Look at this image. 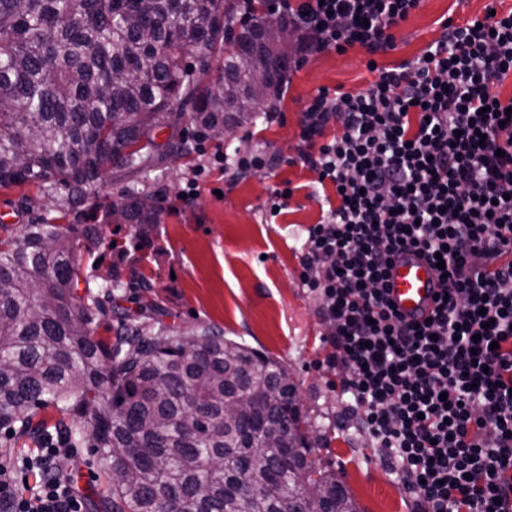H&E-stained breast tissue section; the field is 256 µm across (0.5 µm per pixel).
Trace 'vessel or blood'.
<instances>
[{"mask_svg": "<svg viewBox=\"0 0 512 512\" xmlns=\"http://www.w3.org/2000/svg\"><path fill=\"white\" fill-rule=\"evenodd\" d=\"M390 297L412 321H423L434 310L437 277L430 263L413 253L399 256L389 272Z\"/></svg>", "mask_w": 512, "mask_h": 512, "instance_id": "b4317fda", "label": "vessel or blood"}]
</instances>
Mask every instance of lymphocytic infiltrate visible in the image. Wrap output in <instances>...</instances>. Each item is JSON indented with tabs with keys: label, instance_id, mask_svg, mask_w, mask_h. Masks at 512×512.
<instances>
[{
	"label": "lymphocytic infiltrate",
	"instance_id": "obj_1",
	"mask_svg": "<svg viewBox=\"0 0 512 512\" xmlns=\"http://www.w3.org/2000/svg\"><path fill=\"white\" fill-rule=\"evenodd\" d=\"M421 0H278L301 58L357 46L366 88H319L300 118L301 163L337 202L306 229L300 280L320 300L343 393L362 431L423 512H512V10L457 24L414 60L380 66ZM283 163L268 148L216 152L225 185ZM413 250L442 256L429 321H406L389 268ZM70 453L45 435L19 466L0 463V512H86L56 468ZM39 475L27 485L30 472Z\"/></svg>",
	"mask_w": 512,
	"mask_h": 512
}]
</instances>
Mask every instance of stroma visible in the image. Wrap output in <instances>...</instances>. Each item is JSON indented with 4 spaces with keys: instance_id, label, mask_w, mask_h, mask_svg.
<instances>
[{
    "instance_id": "1",
    "label": "stroma",
    "mask_w": 512,
    "mask_h": 512,
    "mask_svg": "<svg viewBox=\"0 0 512 512\" xmlns=\"http://www.w3.org/2000/svg\"><path fill=\"white\" fill-rule=\"evenodd\" d=\"M488 2L422 0L419 9L395 29L396 47L379 55L378 64L392 66L413 59L441 37L442 19L460 23L483 15ZM366 61L364 51L353 47L289 65L275 118L258 119L220 142L210 139L197 147L198 127L187 118L158 128L155 142L163 161L137 183L138 189L165 197L161 222L150 233L151 246L117 258L108 242L130 239L132 228L109 220L106 242L94 253L98 265H83L82 271L95 284L111 271L124 282L131 271H139L150 279L148 297L164 308L166 324L184 329L214 325L223 329L226 338L280 361L297 385L303 428L317 467L337 474L359 512H417V503L404 495L380 461L378 449L349 414L341 396L343 373L331 362L332 348L324 340L326 326L318 302L300 281L305 230L322 218L317 175L297 157L300 102L321 87L365 88L373 79ZM256 146L282 157L275 177L260 172L240 178L223 196L205 188L192 202L180 200L187 179L207 154ZM278 180L290 181L295 192L286 213L272 219L266 203L270 186ZM36 193V187L28 184L0 189L1 238L40 217V210L19 206L21 196ZM77 455L80 464L71 474L73 484L85 497L88 512H105L107 481L86 449H78Z\"/></svg>"
}]
</instances>
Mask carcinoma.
Masks as SVG:
<instances>
[{
  "label": "carcinoma",
  "instance_id": "obj_1",
  "mask_svg": "<svg viewBox=\"0 0 512 512\" xmlns=\"http://www.w3.org/2000/svg\"><path fill=\"white\" fill-rule=\"evenodd\" d=\"M264 2L248 0L236 29L234 0H0V188L34 184L57 209L0 237V427L89 448L111 512H358L311 458L286 368L211 327L171 328L137 296L121 306L114 289L152 288L135 269L93 291L78 257L102 225L63 223L103 174L157 165L152 133L168 118L219 139L257 119L254 84L279 97L295 48L262 29ZM216 53L215 83L182 66ZM137 198L128 186L111 207L136 238L162 214ZM114 316L115 339L97 335ZM241 398L257 403L230 416ZM47 408L62 413L51 426L34 421ZM308 472L319 504L301 495Z\"/></svg>",
  "mask_w": 512,
  "mask_h": 512
}]
</instances>
